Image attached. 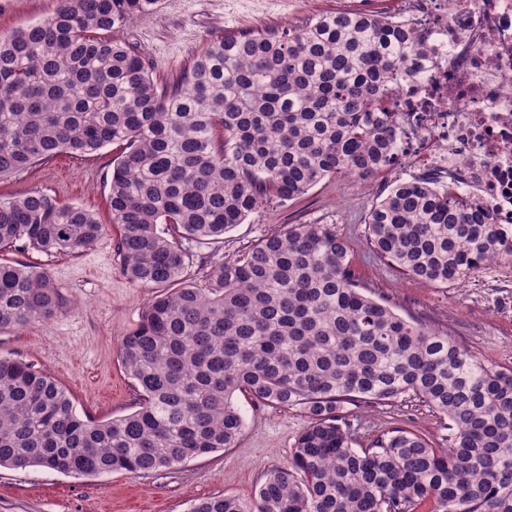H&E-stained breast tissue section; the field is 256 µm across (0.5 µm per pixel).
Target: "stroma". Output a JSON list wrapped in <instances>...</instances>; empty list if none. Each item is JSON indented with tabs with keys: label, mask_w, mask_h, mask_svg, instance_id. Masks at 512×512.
Returning a JSON list of instances; mask_svg holds the SVG:
<instances>
[{
	"label": "stroma",
	"mask_w": 512,
	"mask_h": 512,
	"mask_svg": "<svg viewBox=\"0 0 512 512\" xmlns=\"http://www.w3.org/2000/svg\"><path fill=\"white\" fill-rule=\"evenodd\" d=\"M56 0H0V31L50 16ZM395 0H160L154 14L112 30L113 39L145 55L158 83L168 82L210 41L258 28L301 25L339 9L393 13ZM107 147L90 156H57L0 180V196L32 190L92 211L109 222L107 200L113 159ZM394 182L389 172L370 183L344 177L322 181L299 199L271 203L251 214L218 243L191 244L188 273L207 275L197 256L219 264L263 238L278 224H330L348 244L360 283L414 317L469 345L489 365H512V265L482 267L466 287H435L401 275L373 252L363 224L376 192ZM107 231L74 255L7 251V258L47 272L63 299L46 323L0 331V354L34 363L52 375L78 412L106 420L132 412L137 396L120 357L122 337L139 320L149 291L130 283ZM244 428L235 447L149 475L110 473L83 477L41 467H0V512H188L196 500L224 493L250 497L264 476L288 468L290 451L307 424L295 410H272L238 397ZM358 439L366 444L402 422L441 442L446 422L414 397L359 412Z\"/></svg>",
	"instance_id": "obj_1"
}]
</instances>
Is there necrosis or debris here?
Instances as JSON below:
<instances>
[{"mask_svg":"<svg viewBox=\"0 0 512 512\" xmlns=\"http://www.w3.org/2000/svg\"><path fill=\"white\" fill-rule=\"evenodd\" d=\"M393 20L425 54L385 87L392 172L452 182L481 217L512 225V0H397Z\"/></svg>","mask_w":512,"mask_h":512,"instance_id":"4bbe7bcc","label":"necrosis or debris"}]
</instances>
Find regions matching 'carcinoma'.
Segmentation results:
<instances>
[{
  "instance_id": "carcinoma-1",
  "label": "carcinoma",
  "mask_w": 512,
  "mask_h": 512,
  "mask_svg": "<svg viewBox=\"0 0 512 512\" xmlns=\"http://www.w3.org/2000/svg\"><path fill=\"white\" fill-rule=\"evenodd\" d=\"M159 0H57L0 32V179L62 155L118 151L109 206L122 273L154 289L120 356L139 397L80 415L46 371L0 355V467L148 474L235 447L239 394L308 418L287 469L249 498L188 512H512V367L366 294L329 224H280L187 277L183 242L218 240L252 213L327 178L369 180L395 151L386 83L423 46L384 13L336 10L303 25L214 40L160 84L105 33ZM378 258L433 286L512 263V228L480 219L453 184L396 183L365 214ZM95 214L37 190L0 197V252L78 254ZM50 276L0 258V330L48 322ZM416 397L448 419L445 446L399 424L356 448V411Z\"/></svg>"
}]
</instances>
